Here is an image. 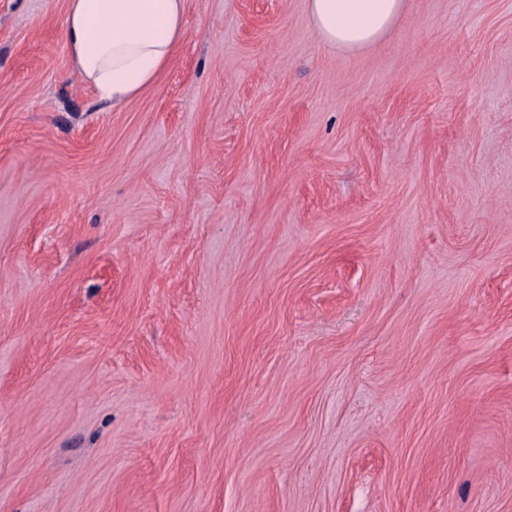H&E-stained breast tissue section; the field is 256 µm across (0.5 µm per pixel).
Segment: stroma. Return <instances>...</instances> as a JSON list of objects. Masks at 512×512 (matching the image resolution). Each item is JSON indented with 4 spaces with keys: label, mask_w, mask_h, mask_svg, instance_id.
<instances>
[{
    "label": "stroma",
    "mask_w": 512,
    "mask_h": 512,
    "mask_svg": "<svg viewBox=\"0 0 512 512\" xmlns=\"http://www.w3.org/2000/svg\"><path fill=\"white\" fill-rule=\"evenodd\" d=\"M0 0V512H512V0H185L101 101ZM405 0H307L313 29L336 50H361L384 35L403 10Z\"/></svg>",
    "instance_id": "obj_1"
}]
</instances>
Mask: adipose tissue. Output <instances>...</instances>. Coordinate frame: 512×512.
<instances>
[{"mask_svg": "<svg viewBox=\"0 0 512 512\" xmlns=\"http://www.w3.org/2000/svg\"><path fill=\"white\" fill-rule=\"evenodd\" d=\"M405 0H307L321 42L361 50L384 35ZM185 0H68L71 60L101 100L120 105L150 86L186 34Z\"/></svg>", "mask_w": 512, "mask_h": 512, "instance_id": "ef3b65f1", "label": "adipose tissue"}]
</instances>
